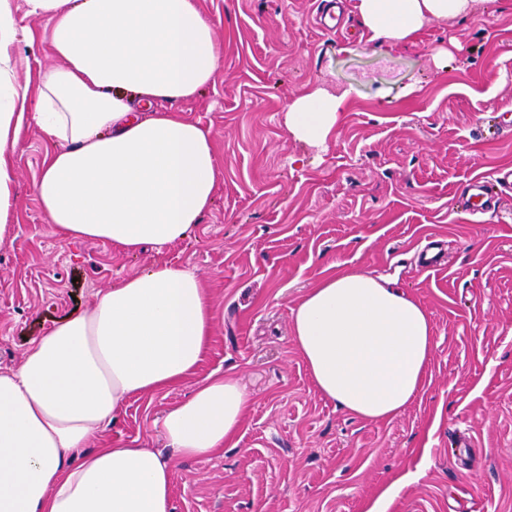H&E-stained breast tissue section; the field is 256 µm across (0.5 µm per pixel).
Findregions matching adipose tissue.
<instances>
[{
    "instance_id": "ef3b65f1",
    "label": "adipose tissue",
    "mask_w": 512,
    "mask_h": 512,
    "mask_svg": "<svg viewBox=\"0 0 512 512\" xmlns=\"http://www.w3.org/2000/svg\"><path fill=\"white\" fill-rule=\"evenodd\" d=\"M475 0H358L372 38L394 45L430 22L470 14ZM45 21L60 67L17 83L32 47L13 0H0V242L13 212L12 158L25 125L55 149L32 190L52 234L135 253L187 237L220 173L208 130L175 104L213 82L223 54L197 0H25ZM340 98L295 100L288 128L321 144ZM215 329L193 271L166 261L97 294L91 309L36 340L0 372V512H171L168 458L139 445L94 447L134 396L193 374ZM290 334L317 391L366 421L397 416L423 389L432 322L414 298L360 270L322 277L301 297ZM249 397L213 373L162 420L180 457L203 459L240 431Z\"/></svg>"
}]
</instances>
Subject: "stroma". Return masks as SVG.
Masks as SVG:
<instances>
[{"label":"stroma","instance_id":"35a3bbf8","mask_svg":"<svg viewBox=\"0 0 512 512\" xmlns=\"http://www.w3.org/2000/svg\"><path fill=\"white\" fill-rule=\"evenodd\" d=\"M337 1L197 0L224 52L181 109L210 131L221 179L185 239L129 254L53 235L32 192L51 145L25 127L0 243V371L97 293L169 261L200 276L214 336L194 377L130 398L98 442L171 458L172 512H512V198L482 223L454 204L471 178L512 168V137L492 128L512 120V0H476L394 46L372 39L357 0H341L345 30L323 29ZM32 28L16 76L33 85L60 61L45 23ZM319 89L344 102L315 145L287 121ZM430 240L447 252L433 270L417 262ZM351 268L393 281L434 328L425 388L387 423L320 395L290 336L305 291ZM216 371L250 398L237 443L177 457L164 413ZM464 433L469 469L451 446Z\"/></svg>","mask_w":512,"mask_h":512}]
</instances>
